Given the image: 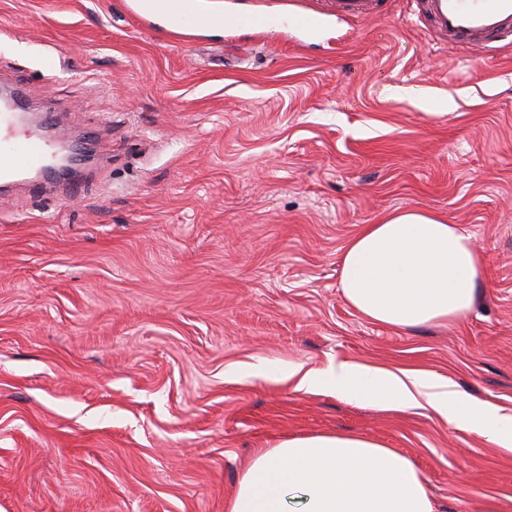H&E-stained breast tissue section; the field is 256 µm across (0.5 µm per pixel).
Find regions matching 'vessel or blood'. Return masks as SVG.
<instances>
[{
  "label": "vessel or blood",
  "mask_w": 512,
  "mask_h": 512,
  "mask_svg": "<svg viewBox=\"0 0 512 512\" xmlns=\"http://www.w3.org/2000/svg\"><path fill=\"white\" fill-rule=\"evenodd\" d=\"M423 15L436 32L447 35L453 47L469 52L491 49L505 42L512 46V0H422ZM333 11L340 20L358 18L372 8V0H333ZM43 135L34 137L0 114V188L22 187L31 199L59 192L70 198L81 195L84 181L83 159H75L67 175L48 172V148L56 114L45 110L40 115Z\"/></svg>",
  "instance_id": "vessel-or-blood-1"
}]
</instances>
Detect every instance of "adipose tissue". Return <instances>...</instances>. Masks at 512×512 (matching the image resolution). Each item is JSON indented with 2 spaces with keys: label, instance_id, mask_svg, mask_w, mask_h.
<instances>
[{
  "label": "adipose tissue",
  "instance_id": "obj_1",
  "mask_svg": "<svg viewBox=\"0 0 512 512\" xmlns=\"http://www.w3.org/2000/svg\"><path fill=\"white\" fill-rule=\"evenodd\" d=\"M484 259L470 235L426 210L364 225L342 256L339 288L364 319L400 330L457 320L473 309ZM297 390L405 413L423 409L512 451V414L419 372L341 362L306 372ZM228 512H436L411 460L356 434H310L258 449Z\"/></svg>",
  "mask_w": 512,
  "mask_h": 512
}]
</instances>
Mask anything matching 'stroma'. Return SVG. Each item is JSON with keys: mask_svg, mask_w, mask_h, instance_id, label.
<instances>
[{"mask_svg": "<svg viewBox=\"0 0 512 512\" xmlns=\"http://www.w3.org/2000/svg\"><path fill=\"white\" fill-rule=\"evenodd\" d=\"M327 2L199 0L268 21L213 35L0 0V85L97 133L81 197L0 195V512H228L254 449L338 431L410 458L437 512H512V451L288 376L411 369L512 413V48L459 58L418 0ZM406 208L484 258L457 322L397 331L341 295L351 237ZM373 0H334L332 2L333 12L337 19L346 20L358 18L367 13L372 8Z\"/></svg>", "mask_w": 512, "mask_h": 512, "instance_id": "stroma-1", "label": "stroma"}]
</instances>
